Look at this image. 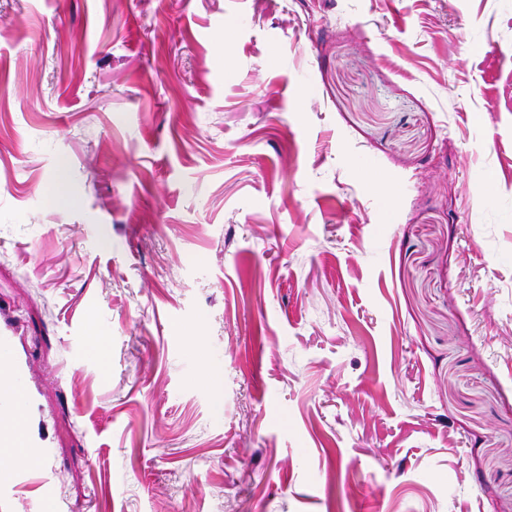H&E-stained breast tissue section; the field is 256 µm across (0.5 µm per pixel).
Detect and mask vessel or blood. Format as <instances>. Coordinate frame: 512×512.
<instances>
[{
    "label": "vessel or blood",
    "mask_w": 512,
    "mask_h": 512,
    "mask_svg": "<svg viewBox=\"0 0 512 512\" xmlns=\"http://www.w3.org/2000/svg\"><path fill=\"white\" fill-rule=\"evenodd\" d=\"M29 371L17 354L13 325L0 319V447L36 448L39 440L27 433V410L15 408V394L27 393Z\"/></svg>",
    "instance_id": "vessel-or-blood-1"
}]
</instances>
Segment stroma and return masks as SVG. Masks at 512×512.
I'll list each match as a JSON object with an SVG mask.
<instances>
[{
	"label": "stroma",
	"instance_id": "stroma-1",
	"mask_svg": "<svg viewBox=\"0 0 512 512\" xmlns=\"http://www.w3.org/2000/svg\"><path fill=\"white\" fill-rule=\"evenodd\" d=\"M0 312V512H512V0H0ZM14 326L0 319V383L10 386L0 388V447L11 448L12 455L0 458V474L11 470L15 465L31 464L33 458L19 448H43L41 441L27 434V391L30 377L27 366L17 354ZM16 393L22 394V405L16 409L12 403ZM24 396V403H23Z\"/></svg>",
	"mask_w": 512,
	"mask_h": 512
}]
</instances>
